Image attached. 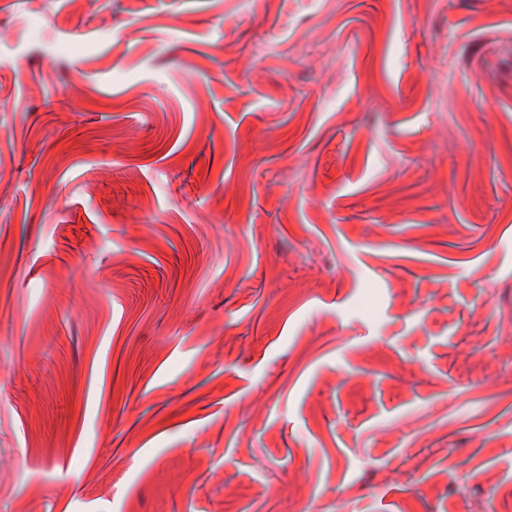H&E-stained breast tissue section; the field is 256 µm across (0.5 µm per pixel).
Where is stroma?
Masks as SVG:
<instances>
[{"instance_id": "obj_1", "label": "stroma", "mask_w": 512, "mask_h": 512, "mask_svg": "<svg viewBox=\"0 0 512 512\" xmlns=\"http://www.w3.org/2000/svg\"><path fill=\"white\" fill-rule=\"evenodd\" d=\"M508 385L512 0H0V512H499Z\"/></svg>"}]
</instances>
